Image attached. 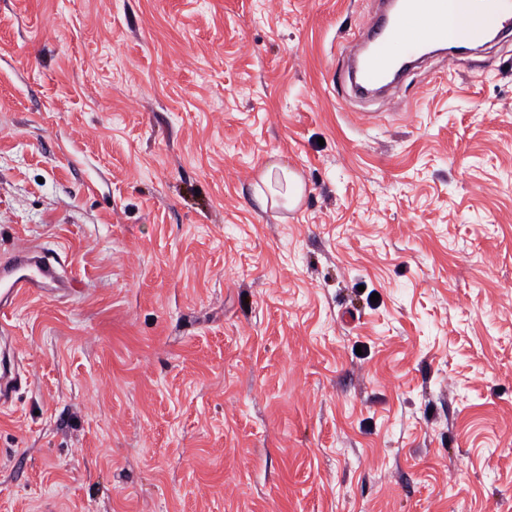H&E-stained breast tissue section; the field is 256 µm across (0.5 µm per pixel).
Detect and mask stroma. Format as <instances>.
<instances>
[{"label": "stroma", "instance_id": "1", "mask_svg": "<svg viewBox=\"0 0 512 512\" xmlns=\"http://www.w3.org/2000/svg\"><path fill=\"white\" fill-rule=\"evenodd\" d=\"M381 3L0 0V260L72 285L0 512H512V41L359 99ZM260 178L270 194L271 207L288 208L296 206L300 202L304 183L300 175L288 169V166L271 164Z\"/></svg>", "mask_w": 512, "mask_h": 512}]
</instances>
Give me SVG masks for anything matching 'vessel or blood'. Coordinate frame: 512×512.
I'll list each match as a JSON object with an SVG mask.
<instances>
[{
	"mask_svg": "<svg viewBox=\"0 0 512 512\" xmlns=\"http://www.w3.org/2000/svg\"><path fill=\"white\" fill-rule=\"evenodd\" d=\"M497 38L512 36V0H458V23L448 26L447 0H401L395 12L383 14L362 32L345 60V71L357 95L381 94L394 87L418 50L454 42L475 46L488 29ZM67 263L60 253L20 248L0 260V320L23 297L67 294L70 284L58 270ZM28 374L20 373L11 348L0 350V403L10 400Z\"/></svg>",
	"mask_w": 512,
	"mask_h": 512,
	"instance_id": "vessel-or-blood-1",
	"label": "vessel or blood"
}]
</instances>
